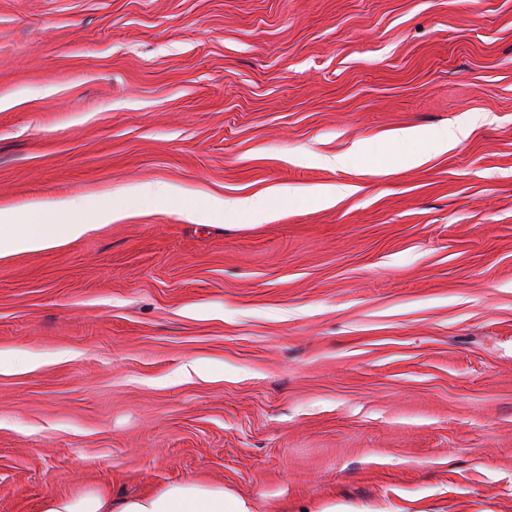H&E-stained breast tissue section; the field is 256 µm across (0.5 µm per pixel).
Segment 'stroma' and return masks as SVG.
<instances>
[{
	"label": "stroma",
	"instance_id": "35a3bbf8",
	"mask_svg": "<svg viewBox=\"0 0 512 512\" xmlns=\"http://www.w3.org/2000/svg\"><path fill=\"white\" fill-rule=\"evenodd\" d=\"M466 112L494 121L403 164ZM156 183L0 259V352L40 360L0 372V512L188 479L512 512V0H0V209ZM270 191L262 224L179 209Z\"/></svg>",
	"mask_w": 512,
	"mask_h": 512
}]
</instances>
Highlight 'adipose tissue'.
I'll return each instance as SVG.
<instances>
[{"label":"adipose tissue","instance_id":"adipose-tissue-1","mask_svg":"<svg viewBox=\"0 0 512 512\" xmlns=\"http://www.w3.org/2000/svg\"><path fill=\"white\" fill-rule=\"evenodd\" d=\"M475 125V119L466 114L430 136L418 127L403 130L401 140L416 146L406 156V163L420 166L427 162L431 152H448L467 138ZM169 198L167 185L149 184L128 187L117 203L82 216L77 215L75 203L68 200L35 204L22 212L0 209V258L78 240L99 225L123 219L133 201L149 199L163 204ZM184 210L200 220L227 213L246 214L258 224L269 221L273 212L265 195L216 200L206 209L188 204ZM41 512H252V508L245 499L225 491L222 486L190 479L122 499L113 498L110 490L99 487L74 496L51 495L44 499Z\"/></svg>","mask_w":512,"mask_h":512}]
</instances>
